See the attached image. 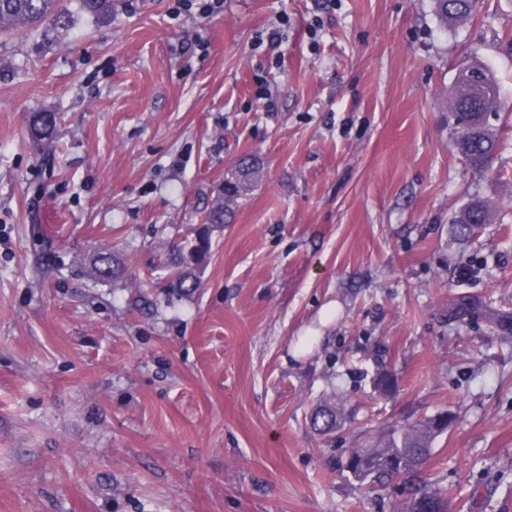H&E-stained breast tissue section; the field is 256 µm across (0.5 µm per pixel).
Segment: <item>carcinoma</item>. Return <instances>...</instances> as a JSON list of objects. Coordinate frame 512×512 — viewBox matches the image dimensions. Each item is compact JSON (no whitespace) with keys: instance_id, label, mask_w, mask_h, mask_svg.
<instances>
[{"instance_id":"cac0c4a2","label":"carcinoma","mask_w":512,"mask_h":512,"mask_svg":"<svg viewBox=\"0 0 512 512\" xmlns=\"http://www.w3.org/2000/svg\"><path fill=\"white\" fill-rule=\"evenodd\" d=\"M113 0H78L79 9L89 15H109L112 13ZM435 15L441 25L448 26L469 18L473 13L472 0H434ZM62 11V0H0V35L16 32L20 26L31 30L37 29ZM464 72L460 71L449 93V98L462 105L470 97V86L463 82ZM477 103L484 112L499 115L503 103L499 94V84L495 76H490L487 87L477 92ZM58 117L53 112H33L28 118V128L49 131L48 138L56 137ZM455 147L463 161L476 171L490 168L496 152V138L492 124L470 128L458 132ZM260 169V162L255 157H245L239 161L235 175L224 182V193L207 211L204 224H228L234 216L233 204L245 195L252 186ZM490 222V206L476 200L469 203L455 216L456 232L462 239L477 236L483 226ZM211 248L209 232L204 231L199 238L177 243L167 254L162 267L176 272L169 276L168 287L176 293L192 294L200 286L199 277L183 269L186 252L192 249L201 253V260H206ZM98 279L109 281L120 274L119 263L110 253H103L97 258ZM341 415V408L330 402L317 406L311 414L312 428L319 434L327 435L336 431V418ZM434 419L426 417L408 425L388 427L380 447L392 450L401 456L405 482L414 487L410 498L403 506V512H418V502L428 499L434 504V512H450L451 493L448 488L422 477L423 466L429 459L432 445L437 438L433 430ZM351 479L374 491L383 489L391 480V474L377 469L363 474H355Z\"/></svg>"}]
</instances>
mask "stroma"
Here are the masks:
<instances>
[{"label":"stroma","instance_id":"35a3bbf8","mask_svg":"<svg viewBox=\"0 0 512 512\" xmlns=\"http://www.w3.org/2000/svg\"><path fill=\"white\" fill-rule=\"evenodd\" d=\"M64 5L0 37V512H401L407 484L338 462L446 410L424 478L512 512V0L447 28L433 0ZM473 57L505 104L481 173L448 110ZM33 112L60 114L52 148ZM245 155L261 172L173 294L159 261ZM475 197L493 218L464 240ZM193 9L200 16H216L224 12V0H175L174 12L181 14ZM338 416L341 420V408L336 403L326 402L320 404L311 414V426L319 434H332L338 428L336 426V418ZM368 448H351L348 451L345 459L341 461L340 470L346 472L349 479L357 482L359 485L370 487L373 491L382 490L386 484L391 480L392 475L383 469H377L363 474H354L351 476L348 472L347 461L354 458H360L368 454Z\"/></svg>","mask_w":512,"mask_h":512}]
</instances>
